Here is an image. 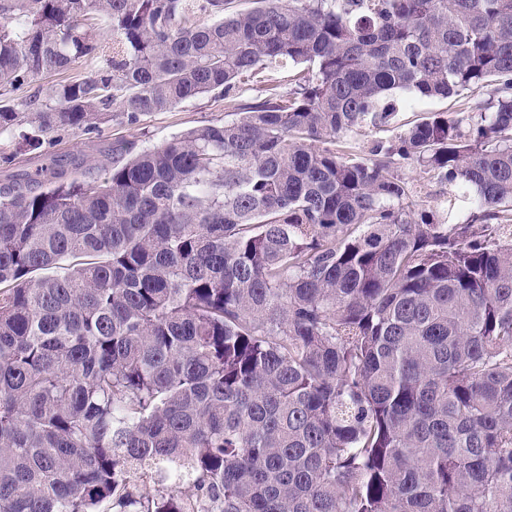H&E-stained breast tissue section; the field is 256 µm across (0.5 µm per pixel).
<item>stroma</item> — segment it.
<instances>
[{
	"instance_id": "stroma-1",
	"label": "stroma",
	"mask_w": 512,
	"mask_h": 512,
	"mask_svg": "<svg viewBox=\"0 0 512 512\" xmlns=\"http://www.w3.org/2000/svg\"><path fill=\"white\" fill-rule=\"evenodd\" d=\"M271 88L284 95L292 91L287 70L272 69L266 71L262 79L240 82L229 96L223 98L201 97L189 100L169 111L141 116L134 122L112 118L102 125L97 134L63 133L56 142L45 146L42 156L23 153L17 155L12 163L0 162V183L7 181L12 172L35 168L48 163L55 156L98 157L119 142L146 149L191 128L236 119L245 105L263 99ZM492 97L493 89L489 86L474 89L462 97L447 99L417 100L409 93L400 92L394 98L396 117L390 125L360 128L338 142L337 147L347 153L364 156L377 141L394 138L431 113L440 112L454 117L471 112L477 104L488 103ZM400 173L409 182L420 208L435 211L444 206L448 196L447 183L414 164H403Z\"/></svg>"
}]
</instances>
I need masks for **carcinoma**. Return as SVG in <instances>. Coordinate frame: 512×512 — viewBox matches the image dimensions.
<instances>
[{
	"mask_svg": "<svg viewBox=\"0 0 512 512\" xmlns=\"http://www.w3.org/2000/svg\"><path fill=\"white\" fill-rule=\"evenodd\" d=\"M231 4L0 0V133L30 153L295 70L100 178L0 184V512H512V0ZM491 84L336 149L396 91ZM402 162L468 218L416 210ZM98 65L99 64L97 62H86L76 67L75 69L66 72H55L48 74L35 83L23 86L21 90L16 92L14 98L17 99V101H21L25 99V97H29L34 93H37V95H40L41 98H43L49 92L51 86L57 84L60 81L87 75V73L95 70ZM494 85L477 88L464 97L447 99L417 100L407 92H399L394 97L397 112L395 119L386 127L365 126L345 137L336 144V149L356 156L368 155L369 149L379 140H389L401 131L412 126L431 113H448V117L467 114L478 103L486 104L492 100Z\"/></svg>",
	"mask_w": 512,
	"mask_h": 512,
	"instance_id": "obj_1",
	"label": "carcinoma"
}]
</instances>
